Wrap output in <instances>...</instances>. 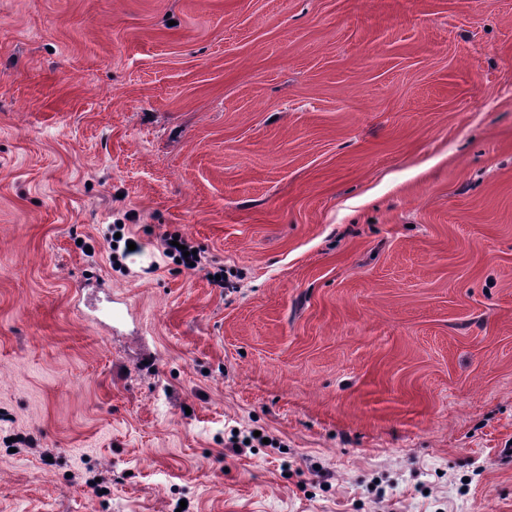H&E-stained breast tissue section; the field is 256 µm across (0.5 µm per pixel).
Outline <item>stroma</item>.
Listing matches in <instances>:
<instances>
[{"label": "stroma", "instance_id": "stroma-1", "mask_svg": "<svg viewBox=\"0 0 512 512\" xmlns=\"http://www.w3.org/2000/svg\"><path fill=\"white\" fill-rule=\"evenodd\" d=\"M0 512H512V0H0Z\"/></svg>", "mask_w": 512, "mask_h": 512}]
</instances>
